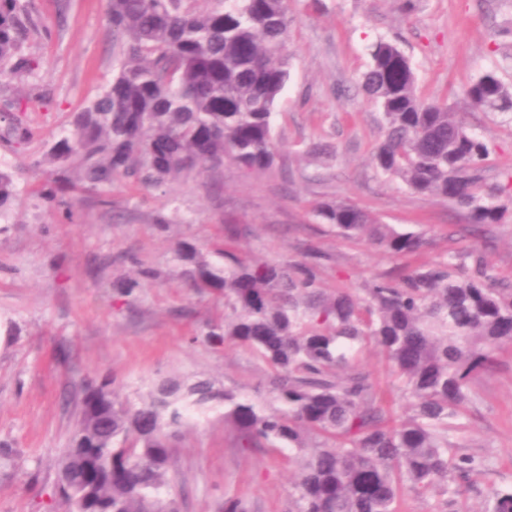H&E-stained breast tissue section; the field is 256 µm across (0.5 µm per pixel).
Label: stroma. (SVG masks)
I'll return each mask as SVG.
<instances>
[{"label": "stroma", "mask_w": 512, "mask_h": 512, "mask_svg": "<svg viewBox=\"0 0 512 512\" xmlns=\"http://www.w3.org/2000/svg\"><path fill=\"white\" fill-rule=\"evenodd\" d=\"M44 30L25 43L42 64L45 99L0 84V99L35 130L34 139L0 162L19 172L20 194L0 222V512H53L60 501L58 462L70 445L75 404L88 384L110 381L119 398L138 401L160 378H208L220 387L266 394L268 370L246 349L213 348L201 337L222 302L186 288L172 247H199L237 226L233 246L255 261L294 263L306 249L326 255L324 287L362 296L370 282L446 254L449 235L467 218L447 199L415 193L382 175L371 154L384 137L382 115L360 88L378 40L396 43L409 60L418 94L461 112L489 148L488 182L512 167V125L493 112L465 108L463 91L493 70L512 88V0H288L289 79L274 115L273 168L251 172L232 162L144 189L123 180L101 206L83 194L72 222L61 224L32 194L27 167L71 113L93 100L112 77L107 0H31ZM343 200L382 223L423 231L416 256L396 257L365 241L337 235L312 212L321 200ZM170 226L160 231L156 221ZM493 275L512 282V219L476 239ZM155 269L135 295L116 294L114 277ZM494 368L473 384L460 452L480 455L489 472L460 503L484 512L489 487L512 486V346L496 351ZM294 465L265 448H240L223 410L184 429L173 442L170 474L180 512H222L225 497L249 512H285Z\"/></svg>", "instance_id": "obj_1"}]
</instances>
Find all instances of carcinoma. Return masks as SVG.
Segmentation results:
<instances>
[{
  "label": "carcinoma",
  "instance_id": "carcinoma-1",
  "mask_svg": "<svg viewBox=\"0 0 512 512\" xmlns=\"http://www.w3.org/2000/svg\"><path fill=\"white\" fill-rule=\"evenodd\" d=\"M107 0L113 76L72 115L31 167L51 166L39 191L48 209L72 206L58 193L81 191L103 206L129 179L160 188L180 174L230 161L265 171L277 156L274 109L288 78V0ZM39 30L30 0H0V78L35 79L40 63L24 43ZM362 89L380 110L385 135L372 155L380 172L411 190L466 211L464 232L500 224L512 172L489 184L486 142L445 102L425 101L408 59L380 40ZM464 97L512 124V89L488 71ZM0 110V143H27L34 130ZM18 197L14 172L0 167V218ZM315 216L348 238L394 256L422 251V234L383 224L343 201ZM186 287L224 297V316L206 324L214 347L248 349L269 370L262 403L207 379L153 382L138 405L110 383L84 388L70 448L62 456L61 512H178L169 497L172 439L193 417L224 409L242 448L298 452L286 512H399L407 491L457 503L487 473L483 457L454 454L450 420L472 403V380L512 344V284L489 274L475 246L397 278H381L356 298L317 278L323 255L294 264L254 263L218 244L211 260L197 245L173 248ZM378 347L394 367V387L410 414L386 416L376 385L355 359ZM485 512H512V488H493Z\"/></svg>",
  "mask_w": 512,
  "mask_h": 512
}]
</instances>
